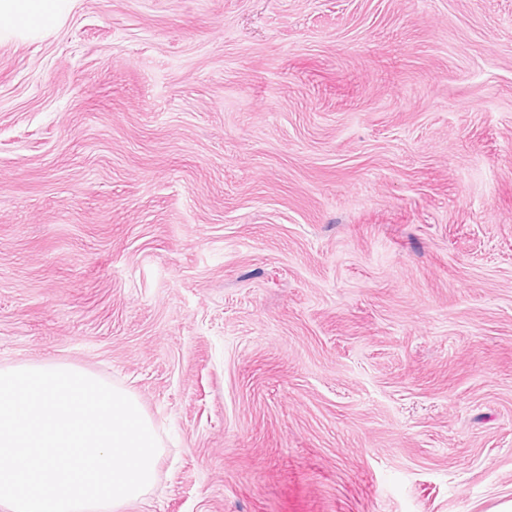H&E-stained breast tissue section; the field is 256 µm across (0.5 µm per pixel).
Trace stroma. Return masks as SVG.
I'll return each instance as SVG.
<instances>
[{"instance_id":"obj_1","label":"stroma","mask_w":512,"mask_h":512,"mask_svg":"<svg viewBox=\"0 0 512 512\" xmlns=\"http://www.w3.org/2000/svg\"><path fill=\"white\" fill-rule=\"evenodd\" d=\"M0 32V366L159 428L123 512L512 500V0H58Z\"/></svg>"}]
</instances>
